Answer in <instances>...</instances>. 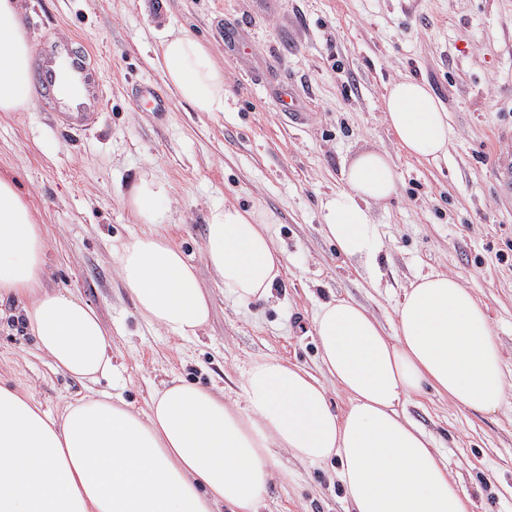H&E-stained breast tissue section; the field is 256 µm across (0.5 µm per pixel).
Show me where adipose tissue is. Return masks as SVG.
Masks as SVG:
<instances>
[{"mask_svg":"<svg viewBox=\"0 0 512 512\" xmlns=\"http://www.w3.org/2000/svg\"><path fill=\"white\" fill-rule=\"evenodd\" d=\"M34 47L21 0H0V112L32 106ZM166 86L198 112L224 109V70L198 40L160 43ZM384 120L410 156L447 155L448 114L429 86L406 77L384 97ZM345 187L321 202L322 231L347 257L377 264L373 208L397 191L398 173L377 150L356 153ZM168 184L141 174L126 203L150 230L115 255L142 319L190 340L206 329L209 290L169 234ZM47 241L15 180L0 176V301L13 300L37 348L82 381L110 375L112 338L95 309L68 291L48 290ZM205 263L239 302L269 297L283 257L252 208H212ZM322 364L313 374L276 358L243 371L244 403L180 379L150 397L146 412L91 393L43 411L20 381H0V512H258L276 474V453L340 463L352 512H471L473 502L448 471L430 435L400 408L424 389L483 414L501 409L506 385L483 307L458 276L413 282L386 332L364 306L343 297L320 305L313 321ZM336 387L349 401L329 404Z\"/></svg>","mask_w":512,"mask_h":512,"instance_id":"obj_1","label":"adipose tissue"}]
</instances>
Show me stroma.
Instances as JSON below:
<instances>
[{
  "instance_id": "stroma-1",
  "label": "stroma",
  "mask_w": 512,
  "mask_h": 512,
  "mask_svg": "<svg viewBox=\"0 0 512 512\" xmlns=\"http://www.w3.org/2000/svg\"><path fill=\"white\" fill-rule=\"evenodd\" d=\"M35 46L65 44L104 80L103 108L86 131L39 107L0 112V175L13 176L47 232L44 285L90 303L112 334L110 391L146 410L162 382L181 378L238 399L250 362L317 368L313 316L350 297L392 328L419 275H458L491 322L506 398L499 411L465 410L426 390L406 404L472 512H512V188L495 178L496 148L512 151V0H22ZM201 41L224 69L225 106L178 102L156 63L168 33ZM425 81L448 113V154L416 160L383 119L395 80ZM169 102L150 112L136 89ZM292 96L304 120L285 115ZM363 149L388 153L396 197L374 206L377 269L339 253L321 232L320 202L343 186ZM170 185V233L213 295L200 340H173L140 319L116 270L121 243L142 235L124 197L142 173ZM233 201L266 212L284 273L270 298H225L202 257L206 219ZM0 379L25 382L44 410L81 397L0 304ZM259 512H349L339 464L279 456Z\"/></svg>"
}]
</instances>
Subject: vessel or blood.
Listing matches in <instances>:
<instances>
[{"label":"vessel or blood","instance_id":"vessel-or-blood-1","mask_svg":"<svg viewBox=\"0 0 512 512\" xmlns=\"http://www.w3.org/2000/svg\"><path fill=\"white\" fill-rule=\"evenodd\" d=\"M35 81L38 105L53 110L62 124L86 130L97 123L103 79L90 73L79 61L56 50L39 51ZM63 83L77 90L76 96L65 103L59 99V86Z\"/></svg>","mask_w":512,"mask_h":512}]
</instances>
